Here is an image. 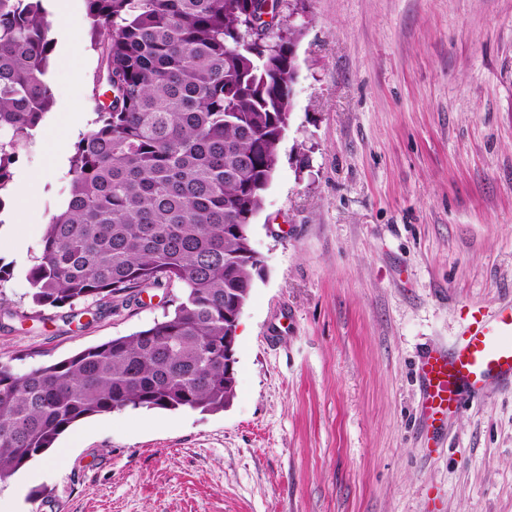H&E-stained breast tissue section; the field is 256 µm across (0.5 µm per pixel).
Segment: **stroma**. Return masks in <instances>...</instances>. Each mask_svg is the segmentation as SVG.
<instances>
[{"mask_svg":"<svg viewBox=\"0 0 512 512\" xmlns=\"http://www.w3.org/2000/svg\"><path fill=\"white\" fill-rule=\"evenodd\" d=\"M56 42L54 104L0 213V360L24 373L162 319L180 289L35 310L26 271L91 121L83 0ZM297 81L251 226L265 275L243 309L217 413L85 418L0 483L22 512H512V388L420 417V363L512 299V0H284ZM43 498L32 501L33 491Z\"/></svg>","mask_w":512,"mask_h":512,"instance_id":"obj_1","label":"stroma"}]
</instances>
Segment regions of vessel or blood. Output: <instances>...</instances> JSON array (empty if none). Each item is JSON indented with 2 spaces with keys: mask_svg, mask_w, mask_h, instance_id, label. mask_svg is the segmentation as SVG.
Segmentation results:
<instances>
[{
  "mask_svg": "<svg viewBox=\"0 0 512 512\" xmlns=\"http://www.w3.org/2000/svg\"><path fill=\"white\" fill-rule=\"evenodd\" d=\"M422 414L444 426L464 397L512 385V300L473 316L460 344L426 352L421 368Z\"/></svg>",
  "mask_w": 512,
  "mask_h": 512,
  "instance_id": "obj_1",
  "label": "vessel or blood"
}]
</instances>
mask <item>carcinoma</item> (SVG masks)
<instances>
[{"label": "carcinoma", "instance_id": "carcinoma-1", "mask_svg": "<svg viewBox=\"0 0 512 512\" xmlns=\"http://www.w3.org/2000/svg\"><path fill=\"white\" fill-rule=\"evenodd\" d=\"M49 0H0V214L54 97ZM95 118L27 269L36 307L182 289L173 312L20 374L0 361V480L75 423L125 408L224 410L226 311L261 260L249 227L289 124L296 31L277 0H84Z\"/></svg>", "mask_w": 512, "mask_h": 512}]
</instances>
